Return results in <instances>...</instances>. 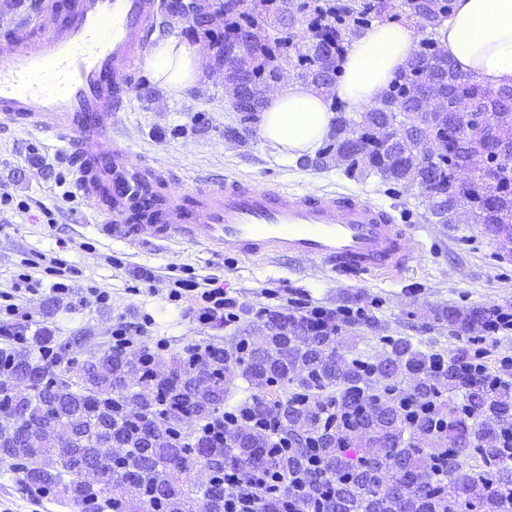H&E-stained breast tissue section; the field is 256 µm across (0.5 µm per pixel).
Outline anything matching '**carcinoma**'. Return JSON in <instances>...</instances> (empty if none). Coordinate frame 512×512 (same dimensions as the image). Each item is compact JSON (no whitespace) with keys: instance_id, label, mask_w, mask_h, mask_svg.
<instances>
[{"instance_id":"1","label":"carcinoma","mask_w":512,"mask_h":512,"mask_svg":"<svg viewBox=\"0 0 512 512\" xmlns=\"http://www.w3.org/2000/svg\"><path fill=\"white\" fill-rule=\"evenodd\" d=\"M314 0H235L226 10L224 26L235 27L216 35L219 48L216 64L234 57L245 75L246 91L254 106L242 109L243 120L258 118L266 99V87L272 81L287 79L280 59L292 48L297 50L300 77L322 94L331 92L339 70L337 55L326 56L306 44L298 49L293 35L277 27L283 13L302 14L307 27L346 39L360 35L361 26L348 23L344 30L320 26ZM451 13V0H423L419 16L410 19L422 30L433 29ZM249 26L273 30L272 42L242 48L240 32ZM433 39L425 40L416 52L410 76L391 85L380 103L355 117L336 106L329 143L313 158L299 165L321 170L334 162L354 172L364 164L384 180L418 186L435 199L433 216L437 223H448V208L439 196L457 192L453 169L473 150L481 153L484 165L471 169L472 178L460 192L472 221L483 226L486 235L502 247H512V87L491 89L477 80L456 88V93L473 108L469 113L470 138L444 139L435 159L425 165L414 160L417 138L423 133L461 131L458 112L438 109L420 112L417 94L423 87L417 67L427 63L430 73L448 83L451 73L448 58L432 49ZM400 125L406 135L402 141L387 144L383 130ZM495 164L501 175L494 183L486 181L485 166ZM497 318V310L483 306L433 310V319L460 330L482 333ZM259 336L243 337L239 364L251 387L257 415L274 412L282 431L292 438L294 447L272 455L267 439L249 428L239 430L235 447L229 448L205 436L191 432L190 441L181 444L162 433L169 424L185 417L205 421L219 415L227 391L225 379L228 354L215 347L209 358L206 387L200 391L189 377L198 371L186 357L174 368L169 379L158 380V373L145 367L141 358L132 359L122 352L108 350L102 361L108 365L103 374H90L83 385L74 387L65 379L71 372L68 358L70 342H60L47 328H39L27 343L38 355L4 356L0 361L17 376L45 373L56 384L49 400H40L26 390L0 385V406L16 404L28 410L29 422L43 426L66 422L74 438L66 448L45 438L30 446L21 433L18 420L11 414L0 415V458L12 459L24 473L28 488L55 492L82 507L104 496L106 504H115L118 512H198L211 504L224 512V491L210 484H186L196 467H217V459L230 457L243 468L269 467L285 477L301 475L308 484H316V474L333 484L328 512H512V467L509 453L499 447V423L512 415V384L490 383L465 377L459 364L469 358L465 347L456 349L444 368L434 374L429 358L413 348L407 339L390 344L384 358L369 364L349 360L339 353L338 332H311L303 318L288 311L274 310L263 321ZM410 378L414 398L435 405L432 414H419L408 421L396 403L399 378ZM293 382L306 390H336L332 400L343 414L344 422L336 433L320 431L319 409L301 405L294 397L272 398L268 389ZM466 389V406L473 417L467 422L456 416L449 404L441 401L443 392ZM446 430L449 442L447 482L436 483L421 445L437 424ZM318 435L319 472L309 469L303 447L307 436ZM119 442L113 456L119 459L113 469L112 484L102 487L84 477L83 462L101 454L110 440ZM475 445L476 464L463 468L459 451ZM497 486L499 494H487L486 484Z\"/></svg>"}]
</instances>
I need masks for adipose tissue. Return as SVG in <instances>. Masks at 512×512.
Returning a JSON list of instances; mask_svg holds the SVG:
<instances>
[{"label": "adipose tissue", "instance_id": "1", "mask_svg": "<svg viewBox=\"0 0 512 512\" xmlns=\"http://www.w3.org/2000/svg\"><path fill=\"white\" fill-rule=\"evenodd\" d=\"M455 67L496 89L512 86V0H456L451 16L434 31ZM416 29L378 22L352 40L341 64L336 97L360 109L379 102L391 80L412 57ZM148 64L172 95L203 76L196 44L161 41ZM334 119L327 98L313 86L294 82L268 95L260 115L259 138L275 161L315 154L327 139Z\"/></svg>", "mask_w": 512, "mask_h": 512}]
</instances>
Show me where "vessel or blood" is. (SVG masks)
Masks as SVG:
<instances>
[{"mask_svg": "<svg viewBox=\"0 0 512 512\" xmlns=\"http://www.w3.org/2000/svg\"><path fill=\"white\" fill-rule=\"evenodd\" d=\"M157 0H61L48 30L17 24L0 61V113L62 142L81 192L115 241L204 240L227 256L316 261L343 278L399 275L417 225L361 195L210 178L168 192L171 171L133 158L112 122L155 32Z\"/></svg>", "mask_w": 512, "mask_h": 512, "instance_id": "vessel-or-blood-1", "label": "vessel or blood"}]
</instances>
